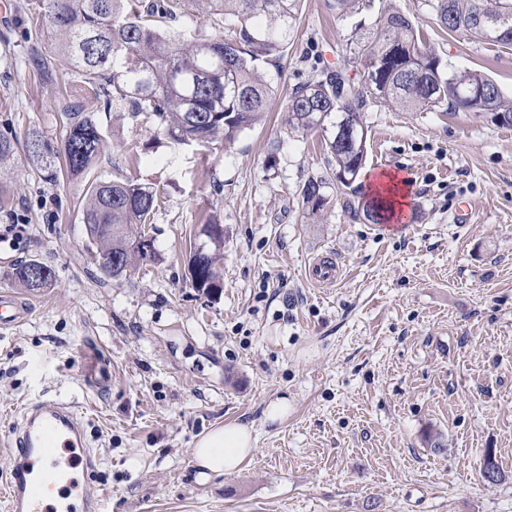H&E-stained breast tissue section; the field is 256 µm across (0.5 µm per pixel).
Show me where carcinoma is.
I'll return each mask as SVG.
<instances>
[{
    "label": "carcinoma",
    "mask_w": 512,
    "mask_h": 512,
    "mask_svg": "<svg viewBox=\"0 0 512 512\" xmlns=\"http://www.w3.org/2000/svg\"><path fill=\"white\" fill-rule=\"evenodd\" d=\"M194 0H33L32 22L58 38V51L76 71L89 76L92 102L64 107L65 135L57 149L32 132L27 156L50 182L60 166L71 176H86L96 166L103 146L97 112H127L155 117L159 130L182 146L220 140L233 143L269 111L274 90L258 73V63L279 60L294 33L300 0H210L224 16V34L213 38L187 37L167 29ZM436 20L451 32L479 42L512 45V0H425ZM491 15L499 29L477 21ZM376 36L357 38V57L365 63L367 80L360 89L342 94L344 71L321 72L293 88L288 98V126L293 131L319 130L336 162L335 178L350 187L364 164L367 127L364 112L372 99L402 112H422L447 106L458 111L491 112L501 123L512 124V95L478 70H457L418 36L415 22L387 10L375 22ZM381 44L389 50L381 57ZM327 177H312L302 187L306 214L326 203ZM158 205V192L129 179L95 178L87 187L83 220L89 247L96 251L102 277L119 282L131 276L147 255L135 248L148 237L146 224ZM201 234L208 238L193 247L205 263L191 279L197 292L213 297L222 290L216 250L224 244L219 225L206 221ZM214 248H209V245ZM28 261L13 272L15 282L30 294L50 287L55 275L41 284L28 275Z\"/></svg>",
    "instance_id": "cac0c4a2"
}]
</instances>
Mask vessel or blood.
Instances as JSON below:
<instances>
[{
  "instance_id": "vessel-or-blood-1",
  "label": "vessel or blood",
  "mask_w": 512,
  "mask_h": 512,
  "mask_svg": "<svg viewBox=\"0 0 512 512\" xmlns=\"http://www.w3.org/2000/svg\"><path fill=\"white\" fill-rule=\"evenodd\" d=\"M338 271L335 261L319 259L309 266L308 277L316 284L333 282ZM25 314L22 302L10 294H0V329L18 325ZM83 439V421L68 404L47 399L28 406L21 426L13 433L12 465L0 486V498L6 501L9 512H104V500L98 494L83 495L80 502L67 503L58 510L45 499L46 488L60 477V449H80L78 466L85 472L93 471L94 459L83 452Z\"/></svg>"
}]
</instances>
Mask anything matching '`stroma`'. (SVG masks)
<instances>
[{
	"label": "stroma",
	"instance_id": "obj_1",
	"mask_svg": "<svg viewBox=\"0 0 512 512\" xmlns=\"http://www.w3.org/2000/svg\"><path fill=\"white\" fill-rule=\"evenodd\" d=\"M0 13V291L26 302L0 329V479L26 407L71 402L96 459L94 485L109 512H512V125L486 112H401L371 103L363 174L346 193L303 213L301 188L329 174L321 132L288 130L291 90L345 67L356 36L376 34L394 9L426 45L512 95V46L442 29L422 0H301L284 57L259 67L275 98L267 118L232 145L173 144L154 118L99 113L105 142L95 175L157 188L154 253L122 283L103 280L88 247L86 180L47 182L25 155L38 132L60 143L62 104L85 97L86 76L55 55L28 0ZM409 182L401 231L345 210L369 199L367 176ZM469 224H454L460 202ZM224 229L223 289L195 292L191 244L205 220ZM341 273L315 285L318 257ZM52 267L38 295L12 270ZM112 370L86 387V348ZM287 399L280 422L267 406ZM251 424L255 452L233 474L201 477L195 441L227 422ZM442 438L432 448L426 433ZM493 450L503 481L480 475ZM31 266H42L47 269L48 274L45 278V280L41 283V285H38L37 283H34V281L29 277L28 275V269ZM13 278L15 282L23 288L26 292L30 294L34 293H40L44 291V289L49 288L55 278L54 271L51 268V266L37 261H28L24 262L20 265H18L13 272Z\"/></svg>",
	"mask_w": 512,
	"mask_h": 512
}]
</instances>
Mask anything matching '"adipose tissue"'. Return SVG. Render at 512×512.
Masks as SVG:
<instances>
[{
    "label": "adipose tissue",
    "mask_w": 512,
    "mask_h": 512,
    "mask_svg": "<svg viewBox=\"0 0 512 512\" xmlns=\"http://www.w3.org/2000/svg\"><path fill=\"white\" fill-rule=\"evenodd\" d=\"M254 451L251 425L231 422L201 436L192 456L206 474L219 477L240 470Z\"/></svg>",
    "instance_id": "obj_1"
}]
</instances>
